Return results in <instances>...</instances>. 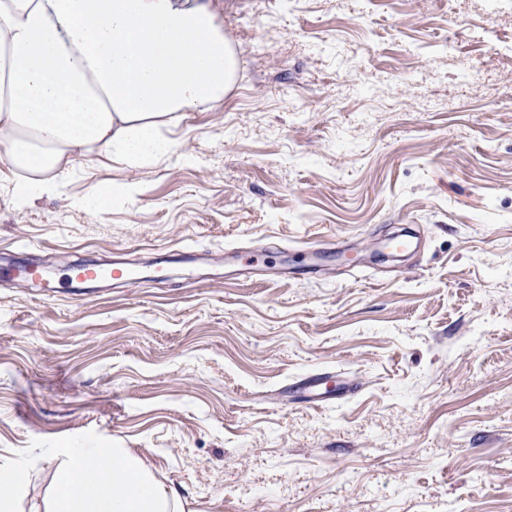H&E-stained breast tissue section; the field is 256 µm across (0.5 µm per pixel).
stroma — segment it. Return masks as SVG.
Here are the masks:
<instances>
[{
  "label": "stroma",
  "mask_w": 512,
  "mask_h": 512,
  "mask_svg": "<svg viewBox=\"0 0 512 512\" xmlns=\"http://www.w3.org/2000/svg\"><path fill=\"white\" fill-rule=\"evenodd\" d=\"M235 70L224 99L143 171L98 164L19 211L0 251L50 265L48 299L0 282V455L109 443L187 512H512V6L502 0H213ZM481 68L477 82L466 81ZM136 182L90 216L91 182ZM416 225L420 250L372 260ZM364 270L187 288L178 271L74 294L72 261L299 248ZM320 368L355 394L288 401ZM350 250L336 249V242H326L318 246L307 245L300 249L302 262L307 272L318 275L323 270V261L328 257H338L344 261H352Z\"/></svg>",
  "instance_id": "1"
}]
</instances>
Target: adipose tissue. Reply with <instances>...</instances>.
<instances>
[{"label":"adipose tissue","mask_w":512,"mask_h":512,"mask_svg":"<svg viewBox=\"0 0 512 512\" xmlns=\"http://www.w3.org/2000/svg\"><path fill=\"white\" fill-rule=\"evenodd\" d=\"M234 58L209 0H0V164L17 210L79 161L164 162L190 112L221 102ZM45 512H184L127 449H52Z\"/></svg>","instance_id":"adipose-tissue-1"}]
</instances>
